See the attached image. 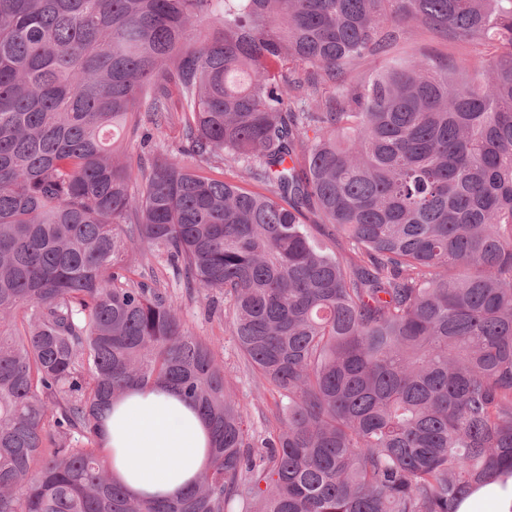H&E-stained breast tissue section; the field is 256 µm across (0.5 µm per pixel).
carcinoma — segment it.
Segmentation results:
<instances>
[{
  "instance_id": "carcinoma-1",
  "label": "carcinoma",
  "mask_w": 512,
  "mask_h": 512,
  "mask_svg": "<svg viewBox=\"0 0 512 512\" xmlns=\"http://www.w3.org/2000/svg\"><path fill=\"white\" fill-rule=\"evenodd\" d=\"M404 25L479 58L378 66ZM143 112L183 145L137 178ZM153 258L229 300L260 450ZM158 384L211 431L171 500L101 439ZM506 475L512 0H0V512H457Z\"/></svg>"
}]
</instances>
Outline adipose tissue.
I'll return each instance as SVG.
<instances>
[{"instance_id":"ef3b65f1","label":"adipose tissue","mask_w":512,"mask_h":512,"mask_svg":"<svg viewBox=\"0 0 512 512\" xmlns=\"http://www.w3.org/2000/svg\"><path fill=\"white\" fill-rule=\"evenodd\" d=\"M107 463L141 497L184 492L211 461L203 417L171 388L130 390L104 423ZM457 512H512V477L464 499Z\"/></svg>"}]
</instances>
